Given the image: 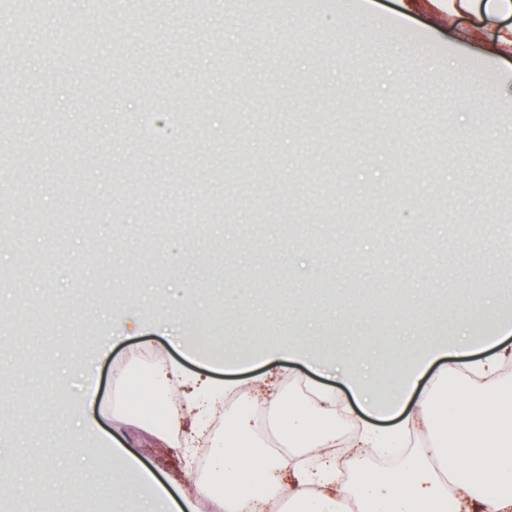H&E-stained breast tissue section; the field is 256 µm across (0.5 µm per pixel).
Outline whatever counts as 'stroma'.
Here are the masks:
<instances>
[{
    "label": "stroma",
    "mask_w": 512,
    "mask_h": 512,
    "mask_svg": "<svg viewBox=\"0 0 512 512\" xmlns=\"http://www.w3.org/2000/svg\"><path fill=\"white\" fill-rule=\"evenodd\" d=\"M66 0L25 37L0 110V512H143L108 477L114 433L143 471L191 491L181 432L129 411L132 376L177 361L194 388L220 381L252 399L257 379L304 401L395 389L399 360L442 365L512 345V54L491 47L512 14L485 0ZM159 37L143 39L140 27ZM75 41L82 58L56 57ZM243 70L247 83H227ZM237 115L234 134L224 111ZM182 123L158 141L143 110ZM57 213L51 230L28 214ZM459 219V234L439 212ZM135 264L136 289L118 278ZM135 318L139 332L126 322ZM225 338L224 359L188 355ZM351 386L337 388V373ZM83 423L79 437L65 422ZM35 460L38 470L15 468Z\"/></svg>",
    "instance_id": "stroma-1"
}]
</instances>
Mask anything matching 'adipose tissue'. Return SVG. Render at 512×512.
<instances>
[{"instance_id": "ef3b65f1", "label": "adipose tissue", "mask_w": 512, "mask_h": 512, "mask_svg": "<svg viewBox=\"0 0 512 512\" xmlns=\"http://www.w3.org/2000/svg\"><path fill=\"white\" fill-rule=\"evenodd\" d=\"M505 350L474 361L472 385L465 394L446 397L448 416H440L431 390H423L412 409L388 427L360 423L352 463L363 470L356 491L364 512H459L462 501L480 496L483 512H512V385L499 370ZM158 376L172 389L157 397L165 406L169 429H180L183 418L196 406L182 392L184 377L177 364L159 365ZM336 400L334 392L321 390L304 409L278 404V418L285 432L321 449L317 464L294 466L292 460L254 453L256 430L250 420L226 423L224 437L216 445L212 474L198 485L197 496L209 497L221 489L224 512H269L275 498L293 502L297 512H336L339 498L348 490L336 477L334 427L316 424L314 414ZM430 440L399 471L367 472L369 455L398 447L418 430ZM294 472V482L283 479Z\"/></svg>"}]
</instances>
